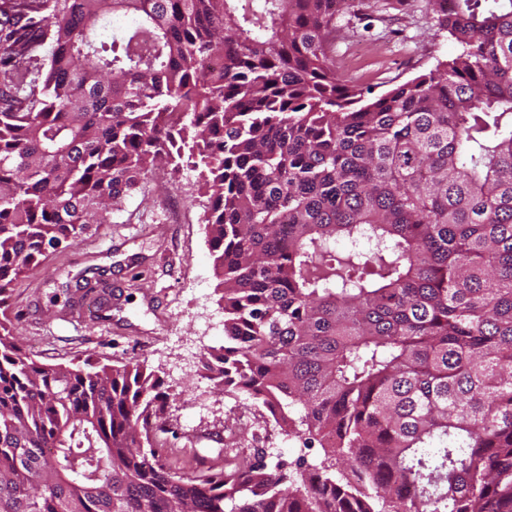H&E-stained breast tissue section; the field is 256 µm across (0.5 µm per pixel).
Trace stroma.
<instances>
[{"mask_svg":"<svg viewBox=\"0 0 512 512\" xmlns=\"http://www.w3.org/2000/svg\"><path fill=\"white\" fill-rule=\"evenodd\" d=\"M458 45L441 32L431 0H351L336 14L330 54L350 85L380 95L451 59ZM190 168L150 171L83 240L46 247L37 267L13 283L6 317L24 351L46 364L146 362L169 393L168 432L157 455L190 472L197 457L224 465L233 439L268 462L320 459L321 448L244 415L210 388L189 352L224 342V303L206 242V199Z\"/></svg>","mask_w":512,"mask_h":512,"instance_id":"obj_1","label":"stroma"}]
</instances>
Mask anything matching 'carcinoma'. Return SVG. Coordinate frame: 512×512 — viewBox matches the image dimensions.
Returning a JSON list of instances; mask_svg holds the SVG:
<instances>
[{"instance_id": "1", "label": "carcinoma", "mask_w": 512, "mask_h": 512, "mask_svg": "<svg viewBox=\"0 0 512 512\" xmlns=\"http://www.w3.org/2000/svg\"><path fill=\"white\" fill-rule=\"evenodd\" d=\"M347 2L0 0V297L186 152L204 377L323 449L174 472L146 365L0 322V512H512V0H432L460 53L371 98L328 54Z\"/></svg>"}]
</instances>
